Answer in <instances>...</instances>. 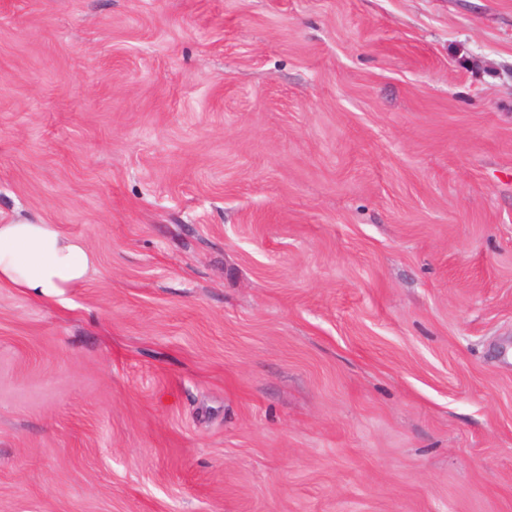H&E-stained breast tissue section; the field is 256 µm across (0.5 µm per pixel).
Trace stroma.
Returning a JSON list of instances; mask_svg holds the SVG:
<instances>
[{
    "instance_id": "obj_1",
    "label": "stroma",
    "mask_w": 512,
    "mask_h": 512,
    "mask_svg": "<svg viewBox=\"0 0 512 512\" xmlns=\"http://www.w3.org/2000/svg\"><path fill=\"white\" fill-rule=\"evenodd\" d=\"M0 512H512V0H0ZM95 263L83 239L59 225L0 223V286L63 302Z\"/></svg>"
}]
</instances>
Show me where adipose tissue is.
<instances>
[{
    "instance_id": "1",
    "label": "adipose tissue",
    "mask_w": 512,
    "mask_h": 512,
    "mask_svg": "<svg viewBox=\"0 0 512 512\" xmlns=\"http://www.w3.org/2000/svg\"><path fill=\"white\" fill-rule=\"evenodd\" d=\"M95 263L83 239L59 225L0 223V286L62 302Z\"/></svg>"
}]
</instances>
